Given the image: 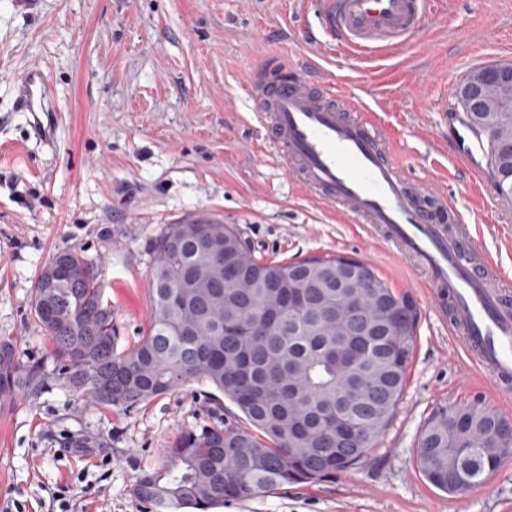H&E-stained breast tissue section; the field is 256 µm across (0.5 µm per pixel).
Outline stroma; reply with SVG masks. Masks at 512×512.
<instances>
[{
  "label": "stroma",
  "instance_id": "obj_1",
  "mask_svg": "<svg viewBox=\"0 0 512 512\" xmlns=\"http://www.w3.org/2000/svg\"><path fill=\"white\" fill-rule=\"evenodd\" d=\"M294 0H0V338L48 379L0 405V512H146L134 475L157 465L185 429L214 424L210 386L192 383L124 413L103 411L51 378L50 341L30 317L31 288L59 248L97 266L120 342L149 321L148 242L164 225L206 214L234 225L263 261L345 255L410 293L419 327L395 418L365 464L316 484L230 501L221 512H512V459L488 484L451 495L418 470L415 449L439 409L476 404L512 420L487 384L466 378L448 330L409 265L363 225L310 197L248 125L246 74L273 54L300 52ZM335 75L393 96L392 147L413 176L448 191L512 273V201L448 160L438 104L459 110L474 68L512 61V0H452L430 18L405 65L425 63L409 85L388 62L364 64L320 46ZM48 71L57 110L51 139L17 111L12 81Z\"/></svg>",
  "mask_w": 512,
  "mask_h": 512
}]
</instances>
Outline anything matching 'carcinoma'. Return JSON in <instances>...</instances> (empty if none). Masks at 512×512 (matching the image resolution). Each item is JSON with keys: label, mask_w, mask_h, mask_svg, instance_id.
Instances as JSON below:
<instances>
[{"label": "carcinoma", "mask_w": 512, "mask_h": 512, "mask_svg": "<svg viewBox=\"0 0 512 512\" xmlns=\"http://www.w3.org/2000/svg\"><path fill=\"white\" fill-rule=\"evenodd\" d=\"M468 121L491 143L500 195L512 198V155L503 140L512 112H472ZM252 248L229 224H168L148 244L150 321L139 341L119 347L101 274L83 250L63 247L38 273L31 315L53 343L60 386L105 410L129 412L190 382L213 387L217 408L238 409L223 425L178 436L166 463L142 469L133 493L149 512H206L227 501L264 497L310 484L367 460L393 421L406 386L419 325L418 308L400 332L379 315L380 301H404L370 265L361 299L341 322L346 291L336 277L297 281L308 305L288 303V289L241 273L224 287V244ZM342 256H310L295 266L336 270ZM44 384L41 365L19 363L0 339V402ZM501 417L475 404L437 412L421 429L416 466L439 489L483 485L508 458L512 438Z\"/></svg>", "instance_id": "cac0c4a2"}]
</instances>
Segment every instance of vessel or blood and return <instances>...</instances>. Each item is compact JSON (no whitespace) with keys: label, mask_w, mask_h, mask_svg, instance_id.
<instances>
[{"label":"vessel or blood","mask_w":512,"mask_h":512,"mask_svg":"<svg viewBox=\"0 0 512 512\" xmlns=\"http://www.w3.org/2000/svg\"><path fill=\"white\" fill-rule=\"evenodd\" d=\"M447 0H321V35L345 56L374 62L399 55ZM251 119L289 174L322 204L340 208L394 248L495 398L512 400V275L480 243V227L427 182L408 176L391 149L385 98L337 84L316 57L272 56L247 74ZM26 112H51L44 70L14 83ZM451 159L480 179L479 137L464 116L448 117Z\"/></svg>","instance_id":"1"}]
</instances>
